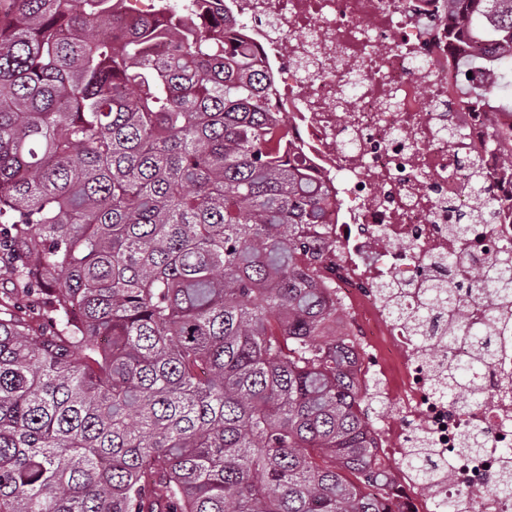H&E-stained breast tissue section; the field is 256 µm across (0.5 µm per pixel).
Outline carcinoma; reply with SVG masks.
<instances>
[{"label":"carcinoma","mask_w":512,"mask_h":512,"mask_svg":"<svg viewBox=\"0 0 512 512\" xmlns=\"http://www.w3.org/2000/svg\"><path fill=\"white\" fill-rule=\"evenodd\" d=\"M489 46L461 94L512 111V0H448ZM0 0V281L50 299L32 328L0 301V512H389L393 468L318 284L334 206L288 148L287 116L224 0ZM454 225L500 213L485 174ZM429 281L406 318L448 405L487 395L512 321V255ZM475 428L461 441L485 447ZM492 491L512 496V447ZM397 469L433 495L425 433Z\"/></svg>","instance_id":"cac0c4a2"}]
</instances>
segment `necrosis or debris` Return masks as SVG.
I'll return each instance as SVG.
<instances>
[{
	"label": "necrosis or debris",
	"instance_id": "1",
	"mask_svg": "<svg viewBox=\"0 0 512 512\" xmlns=\"http://www.w3.org/2000/svg\"><path fill=\"white\" fill-rule=\"evenodd\" d=\"M277 88L274 111L288 115L292 148L341 206L323 227L320 279L355 337L351 366L357 384L379 380L399 395V412L375 418L377 454L387 460L407 446L412 419L424 421L429 447L448 464L447 494L491 484L512 447V355L486 377L489 403L459 411L431 389L426 362L405 322L394 319L379 289L390 282L417 292L427 267L454 252L469 266L512 247V177L501 173L495 132L512 114L487 112L457 93V62L476 44L448 35V0H229ZM357 66L363 82L344 104L339 73ZM427 95L436 111L419 108ZM393 101L392 109L382 104ZM453 124L448 143L440 125ZM488 175L490 197L502 206L495 224L474 225L468 240L448 231L469 208L470 162ZM485 448L460 450L476 427Z\"/></svg>",
	"mask_w": 512,
	"mask_h": 512
}]
</instances>
